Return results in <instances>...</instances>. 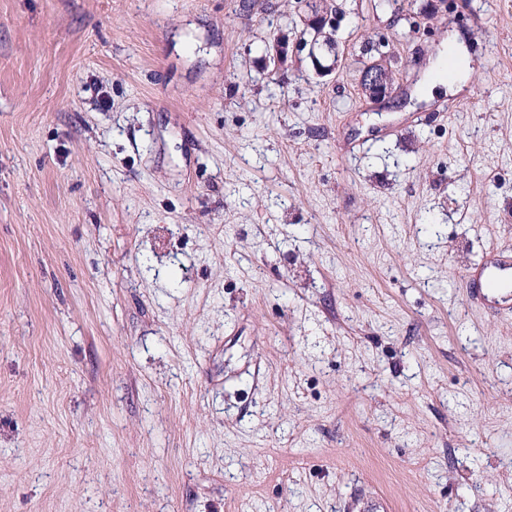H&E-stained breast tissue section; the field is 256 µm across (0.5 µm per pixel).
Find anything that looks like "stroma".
Listing matches in <instances>:
<instances>
[{
	"mask_svg": "<svg viewBox=\"0 0 512 512\" xmlns=\"http://www.w3.org/2000/svg\"><path fill=\"white\" fill-rule=\"evenodd\" d=\"M334 6L0 0V512H512V0ZM307 30L310 29V40L303 39V46H308V57L310 58L313 67L318 75L326 76L336 70L338 59H336L334 41L328 42L332 39L330 34L324 30L328 24L331 27V18L328 13L318 11L317 8L312 6L311 16L304 19ZM306 30V31H307ZM328 53H333L332 62L329 64L324 63V59ZM365 90L375 100L385 99L393 93L389 67L384 59L372 63L363 73ZM501 263L498 260L487 261L466 276V290L469 295L477 299L487 311L496 315L511 313V304L499 302L497 291L492 290L493 284L500 281L504 274L505 268L499 265Z\"/></svg>",
	"mask_w": 512,
	"mask_h": 512,
	"instance_id": "obj_1",
	"label": "stroma"
}]
</instances>
